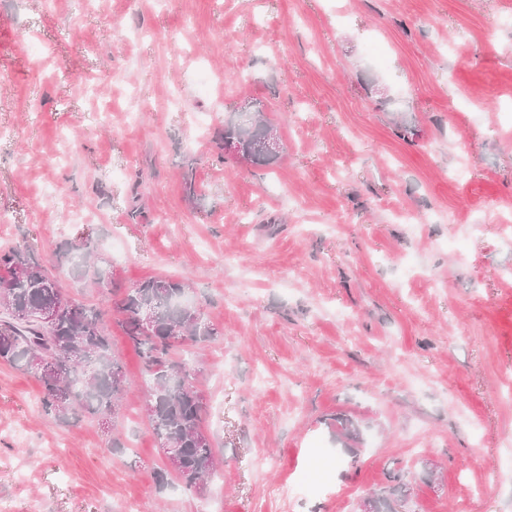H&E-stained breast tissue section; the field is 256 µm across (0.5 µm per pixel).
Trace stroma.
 Listing matches in <instances>:
<instances>
[{
  "mask_svg": "<svg viewBox=\"0 0 512 512\" xmlns=\"http://www.w3.org/2000/svg\"><path fill=\"white\" fill-rule=\"evenodd\" d=\"M254 110L266 166L224 151ZM88 237L218 331L173 352L221 459L201 490L157 484L140 353L64 256ZM19 243L104 311L128 394L111 432L62 424L0 363V512H359L396 473L398 512H512V0H0Z\"/></svg>",
  "mask_w": 512,
  "mask_h": 512,
  "instance_id": "1",
  "label": "stroma"
}]
</instances>
